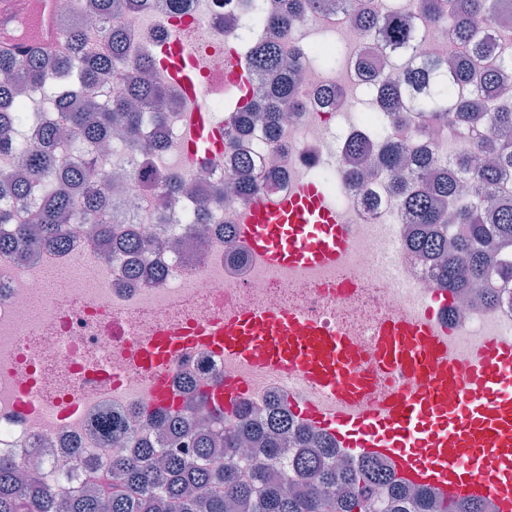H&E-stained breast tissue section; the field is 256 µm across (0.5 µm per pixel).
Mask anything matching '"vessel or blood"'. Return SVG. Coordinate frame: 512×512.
<instances>
[{"label": "vessel or blood", "mask_w": 512, "mask_h": 512, "mask_svg": "<svg viewBox=\"0 0 512 512\" xmlns=\"http://www.w3.org/2000/svg\"><path fill=\"white\" fill-rule=\"evenodd\" d=\"M60 0H44L28 15L23 0H0V39L19 55L29 46L59 45ZM156 65L188 105L182 120L183 159L198 166L224 150L203 89L205 70L190 43L167 39ZM238 237L254 259L271 268L340 269L349 226L320 189L305 182L284 196L258 198L237 218ZM447 300L381 325L374 362L396 379L375 395L367 368L357 366L349 339L292 309L227 314L189 331L165 332L139 352L155 377V404L169 403L166 362L187 349H206L225 362L264 376L294 379L309 397L287 406L306 426L359 457L382 458L404 481L433 487L446 498H493L512 512V337L490 339L460 360L440 321ZM247 377L226 374L209 389L212 407L232 412L249 392Z\"/></svg>", "instance_id": "vessel-or-blood-1"}]
</instances>
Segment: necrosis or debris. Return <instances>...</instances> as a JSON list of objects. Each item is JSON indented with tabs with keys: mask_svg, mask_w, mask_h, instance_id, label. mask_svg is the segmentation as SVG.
<instances>
[{
	"mask_svg": "<svg viewBox=\"0 0 512 512\" xmlns=\"http://www.w3.org/2000/svg\"><path fill=\"white\" fill-rule=\"evenodd\" d=\"M188 11L194 17L193 44L208 72L206 96L219 101L235 96L225 79V52L241 51L249 35L246 22L226 21L236 13L237 0H191ZM116 23L141 47L171 31L175 19L166 0H151L149 8L126 13ZM324 30L345 34L353 47L367 40L354 15L336 9L304 16L289 28L285 53L298 55L304 72L294 88L299 110L284 120L276 142L266 140L262 127L241 130L208 166L185 170L187 181L208 192L206 239L187 222L196 208L193 199L173 201L167 217H160L156 198L146 189L153 167L129 171L126 148L101 157L90 184L100 187L113 173H124L123 190L134 202L129 213L152 242L145 264H161L160 278L127 277L126 256L105 254L81 233L68 253L0 256V458L35 463L41 482L60 494L99 487L113 454L128 448L96 430L97 421L112 413L130 418L135 441L149 438L163 449L191 451L185 439L158 435L145 413L151 379L138 365V351L161 330L189 329L227 312L292 308L342 328L353 340V354L364 361L382 322L422 309L439 293L434 260L411 251L414 227L386 171L374 167L358 183L343 162L326 161L329 119L340 106L322 104L318 94L338 83L357 85L360 75L350 61L339 72L311 64L308 42ZM353 129L365 136L373 157L389 141L439 157L475 139L489 146L496 142L493 132L478 125L453 131L442 144L418 125L384 112L359 113ZM238 154L254 158L248 173L235 167ZM243 175L260 182L261 194L268 196L291 192L305 177L319 179L351 226L342 272L271 270L241 242L225 240V228L235 223L245 202L225 195L224 184ZM66 264L72 267L69 276L48 287L47 271ZM482 287L494 294V303L452 304L446 310L448 341L463 360L476 355L487 338L512 335V282L492 277ZM168 368L175 389L185 395L228 371L223 357L200 349L170 358ZM308 394L287 378L269 376L256 382L243 406L262 421L287 399Z\"/></svg>",
	"mask_w": 512,
	"mask_h": 512,
	"instance_id": "4bbe7bcc",
	"label": "necrosis or debris"
}]
</instances>
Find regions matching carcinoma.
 Masks as SVG:
<instances>
[{
  "label": "carcinoma",
  "mask_w": 512,
  "mask_h": 512,
  "mask_svg": "<svg viewBox=\"0 0 512 512\" xmlns=\"http://www.w3.org/2000/svg\"><path fill=\"white\" fill-rule=\"evenodd\" d=\"M136 2L90 0L89 8L97 19H110ZM325 2L284 0L281 12L254 15L260 33L248 44L244 66L250 73H277L279 78L262 101L247 99L234 108L242 127L259 118L271 138L283 114L294 110L293 78L284 65L280 36L298 15L318 11ZM410 5L431 21L448 16L454 39L468 45V54L447 60L411 55L408 49L417 33L406 18ZM497 13L512 16V0H410L408 4L396 0L392 14L385 18L366 10L360 17L373 45H388L402 59L397 77H377L365 83L376 111L417 120L437 134L451 126L482 122L499 132L493 162L479 165L475 162L477 149L460 150L433 178L428 177L435 167L432 158L411 156L406 147L394 143L379 150V164L391 174L409 223L421 229L413 238V247L419 253L440 257V285L452 296L482 283L491 272L512 282V193H505L512 185V94L502 91L498 70L485 62L489 45L481 37L485 22ZM59 30L65 44L62 52L34 49L20 57L0 50V72L10 76V80L0 81V153H15L14 162L20 166L10 176L0 171V178L10 187L8 205L0 207V226L10 225L9 231L0 232V251L23 247L35 253L59 244L66 225L92 224L107 251L139 255L147 250V242L137 225L112 223L102 192L84 193L79 198L68 193L69 184L83 182V171L65 167L53 145L59 141L62 123L100 142L119 119L125 141L137 146L142 140L144 108L152 106L155 124H162L164 105L179 89L167 80L154 83L139 77L157 70L156 64L150 52L133 46L118 28L96 46L88 41L83 19L65 11L59 17ZM77 62L81 74L77 88L68 90L71 95L100 86L120 66L138 76L124 77L121 90L110 100L90 101L79 112L64 107L56 89H42L41 103L49 108L38 109L35 143H23L14 133L15 113L26 111L27 105L19 95L20 86L42 84L50 69L67 74ZM48 110L60 113V119L45 116ZM363 148L365 137L352 134L344 143L343 155L357 157ZM183 182L176 173H164L148 190L165 206ZM193 402L209 420L204 432L207 443L199 446L197 455L184 457L153 448L115 454L110 481L102 492L89 491L77 497L61 496L37 481H23L19 464L0 458V512H372L378 487L388 492L385 512H484L485 500L448 501L430 487L398 480L392 470L381 468L376 458H362L355 467L337 466L336 442L295 425L296 416L286 408L265 421H251L237 409L238 424L227 432L225 415L209 407L206 391H199ZM150 415L162 428L171 427L172 418L179 416L175 431L196 433V424L176 405L154 407ZM97 430L113 439L132 435L128 420L116 414L101 418ZM290 438L302 447L295 449L287 478H273L269 467L258 462L250 482L239 479L234 455L242 440H251L275 460ZM210 444L224 448V464L211 462Z\"/></svg>",
  "instance_id": "cac0c4a2"
}]
</instances>
